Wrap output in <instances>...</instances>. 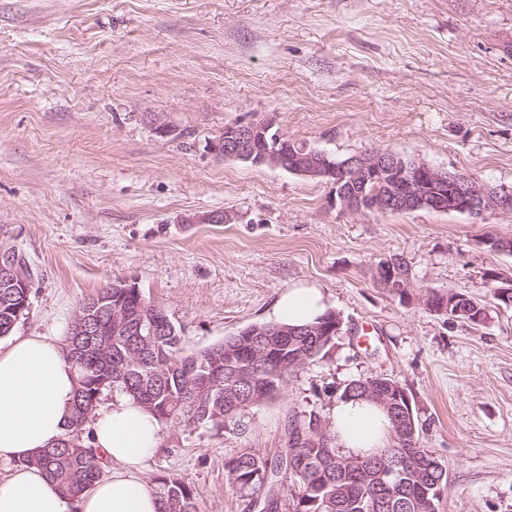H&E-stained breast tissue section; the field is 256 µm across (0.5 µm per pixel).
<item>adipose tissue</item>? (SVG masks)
Returning <instances> with one entry per match:
<instances>
[{"mask_svg":"<svg viewBox=\"0 0 512 512\" xmlns=\"http://www.w3.org/2000/svg\"><path fill=\"white\" fill-rule=\"evenodd\" d=\"M327 311L323 291L297 286L276 301V322L301 326ZM76 373L59 336H15L0 343V461L11 472L0 479V512H160L154 484L142 468L161 443L154 414L123 395L98 410L88 424L91 442L118 468L81 494L56 490L45 473L24 458L64 438L72 418ZM337 446L349 455L388 447L391 424L385 411L362 400H337L329 417Z\"/></svg>","mask_w":512,"mask_h":512,"instance_id":"obj_1","label":"adipose tissue"}]
</instances>
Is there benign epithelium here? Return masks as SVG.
Segmentation results:
<instances>
[{"instance_id": "obj_1", "label": "benign epithelium", "mask_w": 512, "mask_h": 512, "mask_svg": "<svg viewBox=\"0 0 512 512\" xmlns=\"http://www.w3.org/2000/svg\"><path fill=\"white\" fill-rule=\"evenodd\" d=\"M263 135V125L256 122H239L224 126V138L208 141L209 151L224 159H236L250 162L254 166L283 167L286 157L279 150V145L259 147V138ZM325 157L312 154L296 158L295 169L302 176L313 177L323 166ZM341 179H381L386 175L406 177L414 174L407 184V190L397 196L382 197L365 204L353 195L341 194L332 200V205L347 212H363L368 209L384 212L395 204L436 205L441 210L467 214L477 219L489 212L512 214V187L504 186L498 192L486 185L468 181L448 174L445 169L435 168L425 162H419L416 170L410 172L400 156L381 149H371L353 156L341 168ZM12 266L10 284L15 288L31 287L30 278L25 269L13 259H4L0 255V269L4 265ZM367 393L375 397L385 408L400 421L412 418L411 399L401 386L387 383L380 378H373L364 383Z\"/></svg>"}]
</instances>
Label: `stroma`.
Here are the masks:
<instances>
[{
  "label": "stroma",
  "mask_w": 512,
  "mask_h": 512,
  "mask_svg": "<svg viewBox=\"0 0 512 512\" xmlns=\"http://www.w3.org/2000/svg\"><path fill=\"white\" fill-rule=\"evenodd\" d=\"M267 119L339 159L387 149L512 186V0H0V252L32 281L18 333L68 330L128 281L198 351L317 286L343 321L329 354L244 431L163 427L145 477L178 474L201 512H249L225 462L281 454L289 416L327 418L347 383L382 374L448 468L438 512H512V308L493 298L512 253L489 245L512 215L344 212L332 182L207 152L225 125ZM215 210L233 221L195 223ZM395 262L401 292L382 278ZM448 293L486 322L429 308Z\"/></svg>",
  "instance_id": "stroma-1"
}]
</instances>
